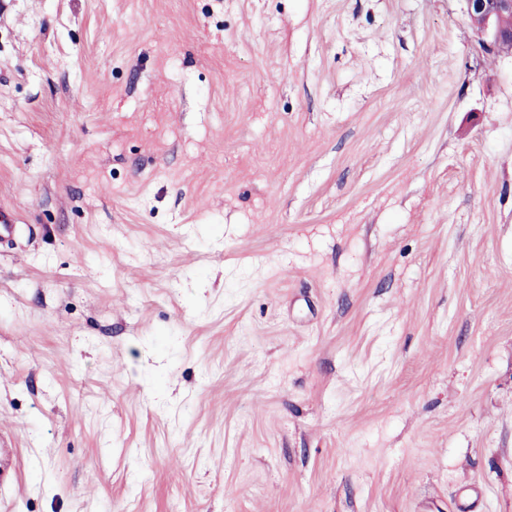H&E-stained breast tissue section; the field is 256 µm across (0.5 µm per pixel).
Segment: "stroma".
Listing matches in <instances>:
<instances>
[{"label": "stroma", "mask_w": 512, "mask_h": 512, "mask_svg": "<svg viewBox=\"0 0 512 512\" xmlns=\"http://www.w3.org/2000/svg\"><path fill=\"white\" fill-rule=\"evenodd\" d=\"M9 512H512V54L462 0H5Z\"/></svg>", "instance_id": "stroma-1"}]
</instances>
